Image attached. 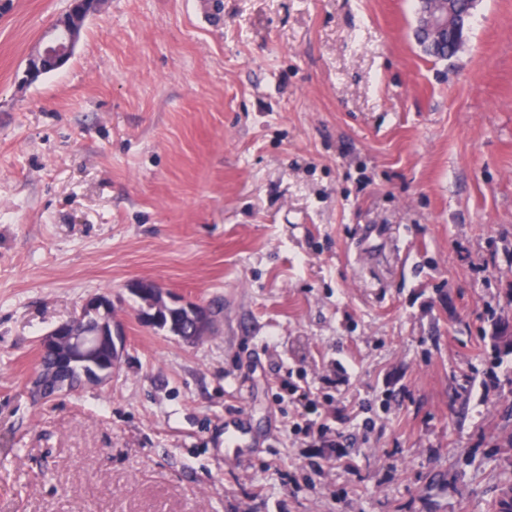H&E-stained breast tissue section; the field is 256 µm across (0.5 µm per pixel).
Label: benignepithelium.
Instances as JSON below:
<instances>
[{"instance_id": "obj_1", "label": "benign epithelium", "mask_w": 512, "mask_h": 512, "mask_svg": "<svg viewBox=\"0 0 512 512\" xmlns=\"http://www.w3.org/2000/svg\"><path fill=\"white\" fill-rule=\"evenodd\" d=\"M101 0H70L69 8L51 29V37L32 54L22 72V81L33 84L45 71L59 70L70 60L86 19L94 14ZM452 16L450 0H421L419 32L437 33L448 27ZM157 302L137 312L142 323L152 326L162 322L161 312L186 309L196 314V338L209 335L214 328L206 308L175 295L151 281ZM126 336L122 323L112 318V296L95 294L85 298L74 316L54 326L40 340L39 348L49 353H66L71 360L84 364V383L106 386L124 355Z\"/></svg>"}]
</instances>
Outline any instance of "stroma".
I'll return each instance as SVG.
<instances>
[{
  "mask_svg": "<svg viewBox=\"0 0 512 512\" xmlns=\"http://www.w3.org/2000/svg\"><path fill=\"white\" fill-rule=\"evenodd\" d=\"M67 7L0 0V512H494L512 0L442 61L416 0H103L23 83ZM140 278L220 307L214 333L143 325ZM102 293L111 384L33 405L40 338ZM228 412L262 447L225 449ZM102 0H71L51 29V37L32 54L22 72V81L33 84L45 71L59 70L70 60L86 19L94 14ZM306 435L314 439H319L322 445L330 447L342 446L341 440L344 437L342 433L331 430L330 427L322 423L314 422L311 420L306 426Z\"/></svg>",
  "mask_w": 512,
  "mask_h": 512,
  "instance_id": "obj_1",
  "label": "stroma"
}]
</instances>
